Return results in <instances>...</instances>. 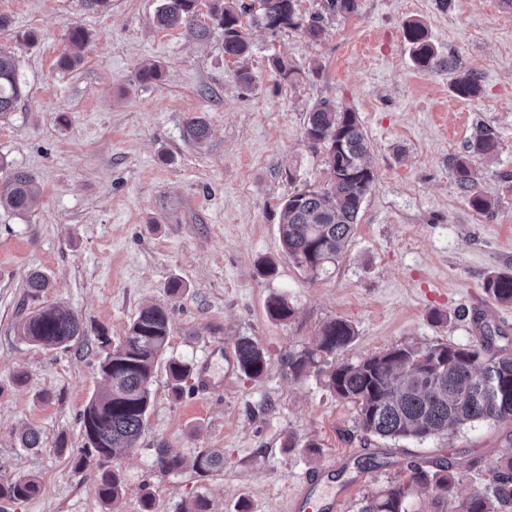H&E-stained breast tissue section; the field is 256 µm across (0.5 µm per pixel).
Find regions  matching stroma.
Segmentation results:
<instances>
[{
    "label": "stroma",
    "mask_w": 512,
    "mask_h": 512,
    "mask_svg": "<svg viewBox=\"0 0 512 512\" xmlns=\"http://www.w3.org/2000/svg\"><path fill=\"white\" fill-rule=\"evenodd\" d=\"M160 3L110 0L97 12L84 0H0L8 19L0 52L14 56L25 88L0 119V155L39 186L28 214L0 211V482L33 476L42 486L34 499L0 500V512H107L96 469L72 465L84 446L80 415L105 385L98 330L119 340L147 304L169 310L170 356L197 366L211 345L229 353L248 336L271 366L253 380L228 363L220 392L191 379L178 396L157 366L143 433L114 462L125 487L118 512H141L146 492L157 512H180L199 496L213 512H237L241 500L249 512H287L294 486L334 455L341 465L331 485L351 491L342 512H358L366 492L411 461L453 465L449 499L412 500V512H450L512 449V422L425 440L368 437L324 374L294 377L287 360L334 318L356 329L340 363L412 342H475V312L512 339V306L483 290L487 273L512 272V0H358L348 15L299 0L304 19L321 17L323 38L291 28L273 35L246 14L252 53L243 62L225 55L209 0H198L192 29L157 26ZM415 19L453 69L415 66L404 38ZM73 26L89 41L66 70L59 59ZM199 26L210 37L198 38ZM274 56L300 70L299 82L280 81ZM154 65L159 81L137 80ZM243 66L254 77L248 92L236 79ZM465 72L481 80L470 100L451 90ZM322 100L356 112L374 183L346 254L312 279L282 255L279 225L288 196L328 179L323 151L304 138L306 114ZM194 116L211 129L201 144L185 132ZM482 126L499 143L497 156L469 157L493 201L486 214L469 206L451 168ZM267 261L275 270L264 276ZM35 270L49 281L36 298L26 288ZM175 279L187 286L178 297L168 292ZM276 295L294 309L288 322L265 314ZM48 304L86 327L68 349L18 335L19 322ZM28 428L40 432L39 448H21ZM162 445L189 460L203 449L223 453L224 466L205 476L189 466L161 472Z\"/></svg>",
    "instance_id": "obj_1"
}]
</instances>
